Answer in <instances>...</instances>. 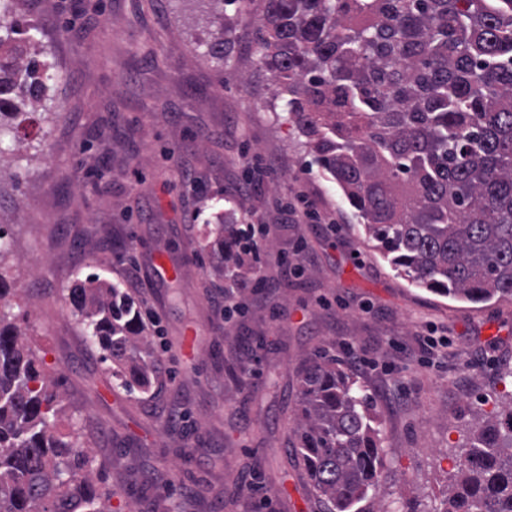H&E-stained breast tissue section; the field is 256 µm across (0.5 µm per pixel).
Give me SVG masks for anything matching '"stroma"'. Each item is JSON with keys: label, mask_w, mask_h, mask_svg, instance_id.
I'll return each mask as SVG.
<instances>
[{"label": "stroma", "mask_w": 512, "mask_h": 512, "mask_svg": "<svg viewBox=\"0 0 512 512\" xmlns=\"http://www.w3.org/2000/svg\"><path fill=\"white\" fill-rule=\"evenodd\" d=\"M262 7L236 0L219 26L209 0H23L63 79L54 115L31 106L19 128L40 154H20L15 180L0 185L8 281L30 309L22 327L61 385L58 429L92 449L111 512H327L288 443L312 354L377 398L383 481L361 512L392 502L440 512L476 412L512 398L501 378L512 368V298L461 302L391 269L276 107L255 54ZM219 29L223 60L203 58ZM258 161L271 174L240 194ZM299 194L318 221L282 212ZM251 220L270 230L267 298L242 297L228 335L231 282L206 232ZM159 252L181 264L180 282L157 275ZM91 273L142 281L131 295L160 318L145 329L157 357L148 390L118 386L71 311L70 288ZM191 329L201 342L188 355ZM430 335L446 340L435 356L418 346Z\"/></svg>", "instance_id": "stroma-1"}]
</instances>
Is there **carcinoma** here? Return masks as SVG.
Returning <instances> with one entry per match:
<instances>
[{
  "label": "carcinoma",
  "instance_id": "cac0c4a2",
  "mask_svg": "<svg viewBox=\"0 0 512 512\" xmlns=\"http://www.w3.org/2000/svg\"><path fill=\"white\" fill-rule=\"evenodd\" d=\"M260 61L290 118L378 242L416 286L471 303L512 297V0H262ZM61 79L30 58L0 81V156L23 146L22 107ZM226 276L251 263L221 242ZM0 268V512H109L96 458L62 440L63 393L14 322ZM112 376L147 389L154 355L139 305L96 274L68 294ZM295 448L329 512H359L383 468L373 399L311 358ZM478 424L440 512H512V400Z\"/></svg>",
  "mask_w": 512,
  "mask_h": 512
}]
</instances>
